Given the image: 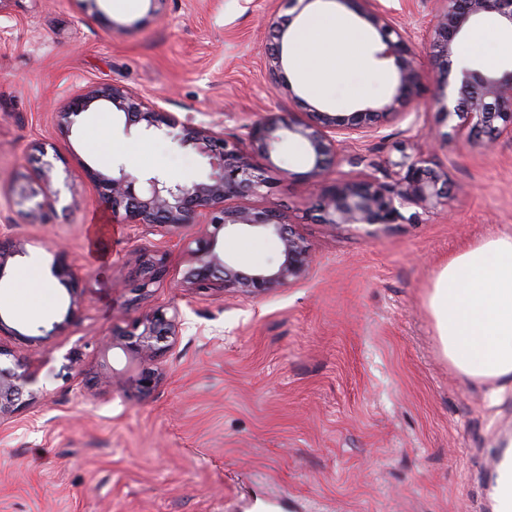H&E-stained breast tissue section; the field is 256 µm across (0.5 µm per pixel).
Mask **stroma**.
<instances>
[{
	"mask_svg": "<svg viewBox=\"0 0 512 512\" xmlns=\"http://www.w3.org/2000/svg\"><path fill=\"white\" fill-rule=\"evenodd\" d=\"M424 40L438 0H379ZM351 15L341 0H0V236L25 242L0 274V347L47 394L0 423V512H496L490 457L512 445V390L455 372L443 356L428 308L448 260L512 232V139L494 150L481 138L439 147L447 202L412 224L353 225L316 219L320 190L306 176L298 137L257 164L270 187L249 204L287 214L314 261L295 281L257 296L190 288L191 249L207 231L189 224L167 235V276L147 296L126 289L143 246L156 235L120 223L101 205L87 169L122 166L186 181L209 177L205 155L165 134L146 137L123 114L99 106L69 135L56 114L98 85L165 98L167 111L237 137L274 113L312 108L350 112L386 98L397 77L368 29L367 63L336 72L313 93L298 77L289 100L269 87L266 17ZM415 102L404 119L349 143L334 176L415 154L427 129L447 131L441 113ZM59 155L52 172L60 204L37 218L36 148ZM65 249L83 287L74 323L53 334L69 306L50 277V302L16 287L27 258L48 272ZM179 309L182 325L161 360L163 378L139 400L122 386L94 396L84 375L100 361L95 341L157 309Z\"/></svg>",
	"mask_w": 512,
	"mask_h": 512,
	"instance_id": "35a3bbf8",
	"label": "stroma"
}]
</instances>
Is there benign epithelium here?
<instances>
[{
  "instance_id": "7a95c632",
  "label": "benign epithelium",
  "mask_w": 512,
  "mask_h": 512,
  "mask_svg": "<svg viewBox=\"0 0 512 512\" xmlns=\"http://www.w3.org/2000/svg\"><path fill=\"white\" fill-rule=\"evenodd\" d=\"M359 4L358 15L380 34L385 49L379 58H391L397 70V82L391 95L378 105L364 104L353 112L332 113L314 109L310 112H280L246 126V134L227 140L214 127H193L160 105L164 98L146 100L131 89L115 86L95 87L70 99L57 113L60 133L71 132L75 118L92 104L109 103L122 111L127 126H138L146 136L163 131L181 146H190L210 158L214 172L205 181L191 183L165 175H135L119 166L110 173L87 170L97 200L132 224L147 232L163 235L187 224L198 223L202 214L214 228L196 242L191 250L190 266L184 282L196 288H232L243 295H262L296 279L312 263V251L294 230L283 213L274 209L231 206L235 199L256 195L268 184L263 169L254 158L268 155L285 134L300 137L307 146L310 170L306 176L320 187L322 206L320 223L335 230L365 225L394 224L399 220L417 221L419 213L406 217L405 208L424 212L448 199V171L432 166L427 152L420 150L400 162L351 179H330V170L338 162L346 143L366 138L383 125L406 118V108L421 96L425 74L416 61L411 34L400 29L375 0H353ZM444 7L435 15L430 41L435 62L436 92L432 105L448 119V131L439 142L460 138L464 132L484 134L496 139L506 133L512 136V70L498 76H485L476 71L465 73L459 87L447 91L446 74L451 71L455 41L462 31L479 16L495 14L512 27V0H441ZM271 42L265 48L267 78L271 85L299 100L287 83L283 66V37L286 28L276 14L267 17ZM53 165L42 162L38 175L42 181L43 202L29 210L37 214L47 204L57 202L59 191L52 180ZM237 230L263 233L277 238L281 250L271 265L250 270L239 268L227 251L219 250L218 234ZM23 251V244L0 238V275L7 259ZM143 276L131 287L137 296L148 295L149 288L166 276L163 254L157 248L147 249L141 256ZM53 277L68 287L70 303L64 320L68 325L81 304L82 289L75 279L73 265L65 251L55 255L51 265ZM181 325L178 310L156 309L130 329L112 331L99 343L103 355L120 349L142 365L137 379L130 384L132 395L144 398L157 388L161 373L155 365L168 349V341L177 335ZM124 382V374L103 367L87 374V388L97 394L107 392ZM34 379L21 370V364L0 366V421L10 419L21 407L44 396V390L32 387Z\"/></svg>"
}]
</instances>
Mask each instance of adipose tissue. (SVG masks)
<instances>
[{"label": "adipose tissue", "mask_w": 512, "mask_h": 512, "mask_svg": "<svg viewBox=\"0 0 512 512\" xmlns=\"http://www.w3.org/2000/svg\"><path fill=\"white\" fill-rule=\"evenodd\" d=\"M363 33L344 17L319 13L300 24L289 47L293 65L318 90L349 58L360 57ZM443 355L492 394L512 388V234L453 257L428 295Z\"/></svg>", "instance_id": "obj_1"}]
</instances>
